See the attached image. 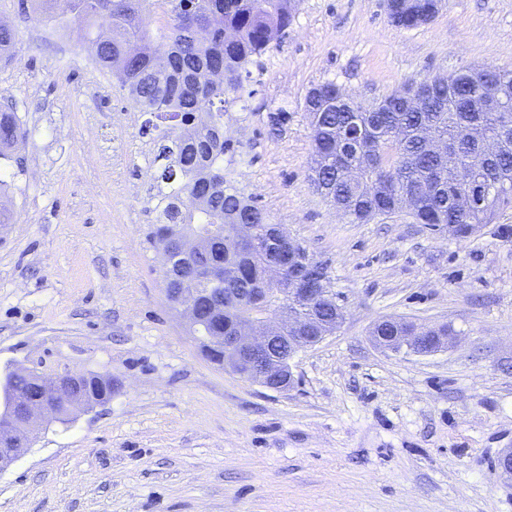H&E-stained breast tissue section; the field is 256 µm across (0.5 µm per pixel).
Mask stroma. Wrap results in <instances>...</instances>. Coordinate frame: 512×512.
Instances as JSON below:
<instances>
[{"label":"stroma","instance_id":"obj_1","mask_svg":"<svg viewBox=\"0 0 512 512\" xmlns=\"http://www.w3.org/2000/svg\"><path fill=\"white\" fill-rule=\"evenodd\" d=\"M41 0L14 31L0 104V377L111 376L110 402L45 419L0 472V512H512V208L460 239L400 213L350 222L312 188L304 99L363 104L473 65L512 70V0H446L405 29L384 0H299L224 115V177L322 262L344 318L266 388L212 363L166 295L148 234L162 168L146 116ZM286 121L275 124L274 116ZM447 327L430 355L375 346L377 320ZM20 137V128L13 107L0 105V156L7 157Z\"/></svg>","mask_w":512,"mask_h":512}]
</instances>
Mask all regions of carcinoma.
I'll return each mask as SVG.
<instances>
[{
  "instance_id": "cac0c4a2",
  "label": "carcinoma",
  "mask_w": 512,
  "mask_h": 512,
  "mask_svg": "<svg viewBox=\"0 0 512 512\" xmlns=\"http://www.w3.org/2000/svg\"><path fill=\"white\" fill-rule=\"evenodd\" d=\"M434 0H414L401 8L390 0L387 14L402 28L425 25ZM166 24L151 28L143 0H68L67 12L82 25L94 58L108 68L122 90L149 115L157 131V158L165 161L158 180L165 187L153 196L157 223L173 233L194 235L210 230L208 249L177 259L167 287L180 288L197 268L219 265L221 277L206 284L209 296L205 326L229 328L246 305L259 315L278 318L283 329L303 311L287 302L279 289L288 279L270 283L267 266L273 251L259 252L232 240V226L267 224V214L224 179L226 95L242 85L248 65L292 25L296 0H162ZM424 107L413 111L396 91L365 106L335 82L312 88L305 99L312 129L313 188L354 223L401 210L407 196L415 200L417 224L441 230L457 226L469 236L473 224H488L512 205V153L485 162L476 172L471 159L483 151L473 136L479 129L493 137H512L511 112H476L475 97L497 96L512 103V70L466 68L419 84ZM21 137L16 114L0 105V156ZM481 177L493 196L479 210L457 207L466 184ZM282 244L299 254L295 273L325 275L296 240Z\"/></svg>"
}]
</instances>
